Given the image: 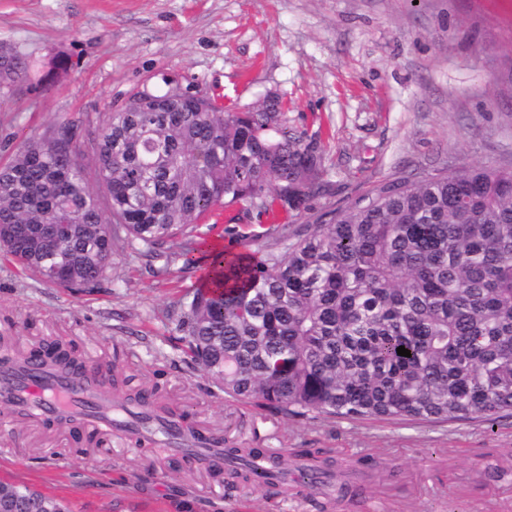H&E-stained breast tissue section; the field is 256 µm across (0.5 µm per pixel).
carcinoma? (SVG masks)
<instances>
[{
    "label": "carcinoma",
    "instance_id": "carcinoma-1",
    "mask_svg": "<svg viewBox=\"0 0 512 512\" xmlns=\"http://www.w3.org/2000/svg\"><path fill=\"white\" fill-rule=\"evenodd\" d=\"M11 56L0 75L27 76ZM139 90L105 114L95 138L91 190L78 162V124L30 138L0 166V246L32 275L95 288L116 242L162 265L207 261L202 287L177 300L191 362L224 394L291 416L494 425L512 410V169L462 167L417 183L392 180L334 212L310 233L263 256L209 250L197 221L247 202L267 212L301 208L326 187L316 143L287 125L282 101L245 112L211 96ZM179 238V251L164 244ZM403 346L410 356H400ZM74 347L51 340L29 355L73 371ZM27 355V356H29ZM22 356V359H27ZM153 392L130 389L127 406ZM189 435V414L166 410ZM211 477L235 488L278 475L308 488L330 476L325 448H237ZM293 458L288 469L285 462ZM336 499L359 489L336 474ZM14 512H70L60 500L0 481Z\"/></svg>",
    "mask_w": 512,
    "mask_h": 512
}]
</instances>
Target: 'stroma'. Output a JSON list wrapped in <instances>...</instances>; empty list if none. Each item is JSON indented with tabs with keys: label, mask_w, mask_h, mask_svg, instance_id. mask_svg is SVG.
Segmentation results:
<instances>
[{
	"label": "stroma",
	"mask_w": 512,
	"mask_h": 512,
	"mask_svg": "<svg viewBox=\"0 0 512 512\" xmlns=\"http://www.w3.org/2000/svg\"><path fill=\"white\" fill-rule=\"evenodd\" d=\"M0 48L35 73L0 83V164L30 138L82 119L79 161L95 169L105 113L163 77L240 108L279 95L289 127L317 140L325 191L301 212L218 209L210 243L261 253L309 232L377 185L471 164L512 168V0H0ZM67 72L53 73L56 58ZM201 283L117 246L97 288L75 291L0 256V346L24 354L57 336L88 366L151 387L157 407L245 446L326 448L367 503L335 512H512V413L495 424L313 421L225 397L189 363L176 300ZM0 480L64 499L72 512H322L321 489L228 490L166 453L120 439L82 448L72 425L0 405ZM368 458L357 466L358 458Z\"/></svg>",
	"instance_id": "obj_1"
}]
</instances>
